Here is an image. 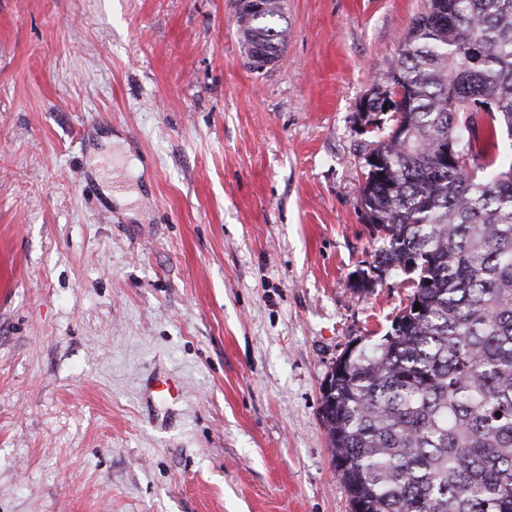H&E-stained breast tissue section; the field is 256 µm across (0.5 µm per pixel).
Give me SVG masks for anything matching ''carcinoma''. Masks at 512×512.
<instances>
[{
  "mask_svg": "<svg viewBox=\"0 0 512 512\" xmlns=\"http://www.w3.org/2000/svg\"><path fill=\"white\" fill-rule=\"evenodd\" d=\"M238 31L250 68L279 59V0ZM374 86L368 109L402 103L371 150L384 181L363 172L383 247L354 290L416 278L391 330L329 372L333 467L358 512H512V0H428ZM465 99L489 106L483 127Z\"/></svg>",
  "mask_w": 512,
  "mask_h": 512,
  "instance_id": "cac0c4a2",
  "label": "carcinoma"
}]
</instances>
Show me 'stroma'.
<instances>
[{"mask_svg": "<svg viewBox=\"0 0 512 512\" xmlns=\"http://www.w3.org/2000/svg\"><path fill=\"white\" fill-rule=\"evenodd\" d=\"M287 5L256 71L232 0H0V512H351L321 384L412 292L352 287L357 105L427 0ZM148 387L156 396L171 400L179 397L182 391L180 381L174 377L154 376L149 380Z\"/></svg>", "mask_w": 512, "mask_h": 512, "instance_id": "35a3bbf8", "label": "stroma"}]
</instances>
